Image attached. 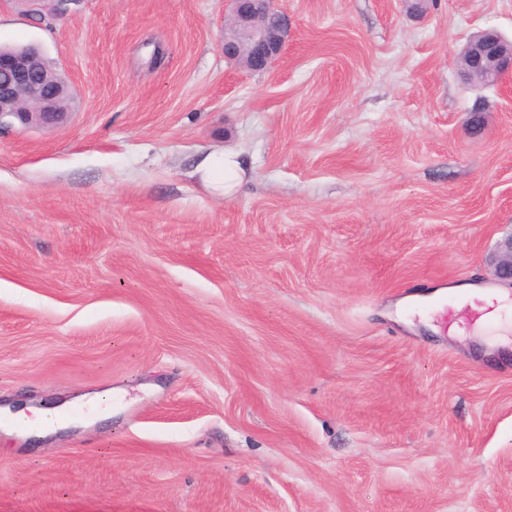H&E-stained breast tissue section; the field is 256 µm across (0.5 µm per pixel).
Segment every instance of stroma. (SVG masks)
<instances>
[{
	"label": "stroma",
	"mask_w": 512,
	"mask_h": 512,
	"mask_svg": "<svg viewBox=\"0 0 512 512\" xmlns=\"http://www.w3.org/2000/svg\"><path fill=\"white\" fill-rule=\"evenodd\" d=\"M278 5L251 73L224 0H0L74 94L0 127V408L117 397L0 430V512H512V355L453 292L512 233V97L456 65L512 0ZM223 148L224 198L193 174ZM224 57L248 72H267L282 57L288 16L275 0H225ZM279 16L276 23L270 19ZM196 170L212 192L224 197L237 191L244 168L237 152L223 151L202 154ZM76 419L65 422L71 416ZM30 412V415L27 414ZM15 424L26 427L23 435L42 439L47 435L69 426H80L87 421L105 420L112 415V392L95 393L91 397H83L69 410L62 404L54 406H24L18 408Z\"/></svg>",
	"instance_id": "1"
}]
</instances>
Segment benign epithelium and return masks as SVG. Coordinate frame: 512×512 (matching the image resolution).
Here are the masks:
<instances>
[{
	"instance_id": "obj_1",
	"label": "benign epithelium",
	"mask_w": 512,
	"mask_h": 512,
	"mask_svg": "<svg viewBox=\"0 0 512 512\" xmlns=\"http://www.w3.org/2000/svg\"><path fill=\"white\" fill-rule=\"evenodd\" d=\"M224 57L248 72H267L282 57L289 37L288 15L275 0H225ZM462 77L475 86L512 87V39L493 29L477 32L457 57ZM0 125L13 117L21 123L52 128L62 123L70 89L61 77L50 78L28 56L0 50ZM486 261L494 277L512 286V235L502 239Z\"/></svg>"
}]
</instances>
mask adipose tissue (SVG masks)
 I'll return each instance as SVG.
<instances>
[{"label":"adipose tissue","mask_w":512,"mask_h":512,"mask_svg":"<svg viewBox=\"0 0 512 512\" xmlns=\"http://www.w3.org/2000/svg\"><path fill=\"white\" fill-rule=\"evenodd\" d=\"M196 170L212 192L226 196L236 192L244 168L238 153L223 151L202 154ZM111 415L112 395L105 392L81 398L70 409L60 404L27 409L22 407L16 412L15 421L25 427L27 436L41 439L65 429L67 420H74L80 426L89 421L107 419Z\"/></svg>","instance_id":"1"}]
</instances>
